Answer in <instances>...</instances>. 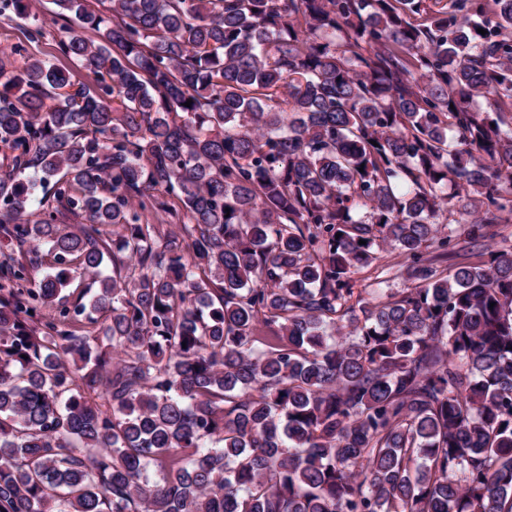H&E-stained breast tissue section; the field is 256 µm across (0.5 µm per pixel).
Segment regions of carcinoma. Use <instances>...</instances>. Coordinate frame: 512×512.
Here are the masks:
<instances>
[{"instance_id": "carcinoma-1", "label": "carcinoma", "mask_w": 512, "mask_h": 512, "mask_svg": "<svg viewBox=\"0 0 512 512\" xmlns=\"http://www.w3.org/2000/svg\"><path fill=\"white\" fill-rule=\"evenodd\" d=\"M98 2L93 84L0 58V512H512V239L440 265L512 220V0Z\"/></svg>"}]
</instances>
